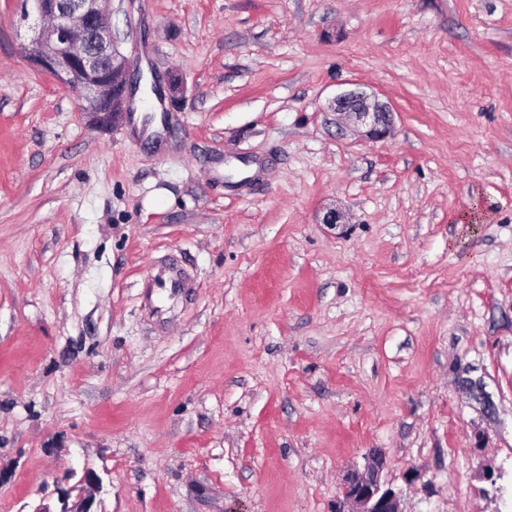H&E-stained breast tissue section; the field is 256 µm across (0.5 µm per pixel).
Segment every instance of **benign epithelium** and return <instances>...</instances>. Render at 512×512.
<instances>
[{
	"mask_svg": "<svg viewBox=\"0 0 512 512\" xmlns=\"http://www.w3.org/2000/svg\"><path fill=\"white\" fill-rule=\"evenodd\" d=\"M112 0H34L38 33L24 47L28 66L62 85L83 91L82 111L96 122L118 123L129 111L130 59L112 33ZM330 109L342 126L366 128V136L383 140L394 118L390 106L358 89L336 94ZM386 455L374 450L363 470L344 480L336 512H400L399 492L382 478ZM94 498L81 493L64 500L60 512H91Z\"/></svg>",
	"mask_w": 512,
	"mask_h": 512,
	"instance_id": "benign-epithelium-1",
	"label": "benign epithelium"
}]
</instances>
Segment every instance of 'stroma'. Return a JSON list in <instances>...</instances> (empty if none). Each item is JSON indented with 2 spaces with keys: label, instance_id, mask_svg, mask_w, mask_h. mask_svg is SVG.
Instances as JSON below:
<instances>
[{
  "label": "stroma",
  "instance_id": "obj_1",
  "mask_svg": "<svg viewBox=\"0 0 512 512\" xmlns=\"http://www.w3.org/2000/svg\"><path fill=\"white\" fill-rule=\"evenodd\" d=\"M31 10L0 0V512L88 470L95 512H335L373 448L400 512H512V0H114L140 87H182L152 140L28 67ZM357 85L388 138L328 112ZM162 270H157L148 274L144 281H147L145 288H154L156 285H160L164 288H168L170 292L177 293L183 288H187L185 276L182 268L175 262H168L161 265Z\"/></svg>",
  "mask_w": 512,
  "mask_h": 512
}]
</instances>
